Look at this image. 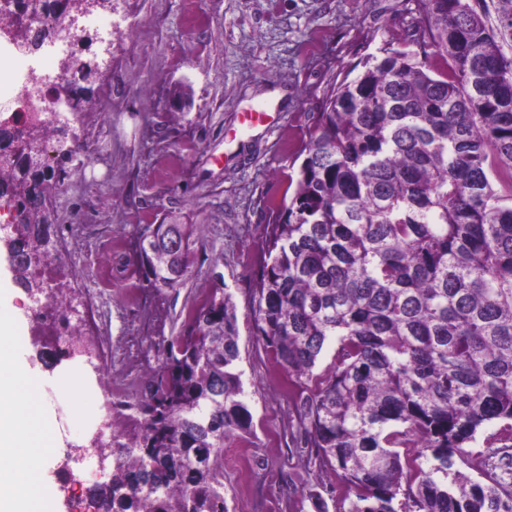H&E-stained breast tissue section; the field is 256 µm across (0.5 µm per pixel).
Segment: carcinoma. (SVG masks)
Listing matches in <instances>:
<instances>
[{
	"label": "carcinoma",
	"instance_id": "carcinoma-1",
	"mask_svg": "<svg viewBox=\"0 0 512 512\" xmlns=\"http://www.w3.org/2000/svg\"><path fill=\"white\" fill-rule=\"evenodd\" d=\"M420 2L414 48L367 56L307 113L293 194L269 205L252 313L309 462L336 473L339 512H512L511 485L457 465L491 422L488 447H512V0H496L494 25L470 0ZM64 173L22 159L0 171L10 247L27 258L18 280L39 296L68 287L54 225L31 219ZM192 243L191 224L142 225L144 287L184 279ZM238 339L232 295L214 288L155 343L102 512H229L224 441L252 428Z\"/></svg>",
	"mask_w": 512,
	"mask_h": 512
}]
</instances>
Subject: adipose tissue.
Listing matches in <instances>:
<instances>
[{
  "label": "adipose tissue",
  "instance_id": "1",
  "mask_svg": "<svg viewBox=\"0 0 512 512\" xmlns=\"http://www.w3.org/2000/svg\"><path fill=\"white\" fill-rule=\"evenodd\" d=\"M19 324L13 303L0 306V512H58L47 465L61 442Z\"/></svg>",
  "mask_w": 512,
  "mask_h": 512
}]
</instances>
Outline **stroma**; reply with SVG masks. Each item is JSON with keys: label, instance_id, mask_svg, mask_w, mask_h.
<instances>
[{"label": "stroma", "instance_id": "1", "mask_svg": "<svg viewBox=\"0 0 512 512\" xmlns=\"http://www.w3.org/2000/svg\"><path fill=\"white\" fill-rule=\"evenodd\" d=\"M420 0H127L112 13L113 34L88 27L74 53L98 63L89 103L70 117L68 133L85 149L64 182L49 191L51 223L61 225L71 304L85 310L101 293L96 342L142 349L153 367V341L178 335L182 311L222 282L233 295L238 369L253 414L250 435L224 450L243 457L248 480L224 469L229 512H317L307 491L336 483L296 448L298 425L282 375L258 340L252 279L264 255L267 205L289 195L307 115L322 109L330 78H343L385 46L404 47ZM205 21L189 26V9ZM193 224V272L178 285L123 301L139 220ZM109 267L100 284L99 264ZM62 367L86 381L95 412L79 419L72 400L47 392L62 440L49 464L60 512H85L102 479L99 449L88 447L107 420L108 395L83 359ZM80 476L81 500L67 474Z\"/></svg>", "mask_w": 512, "mask_h": 512}]
</instances>
